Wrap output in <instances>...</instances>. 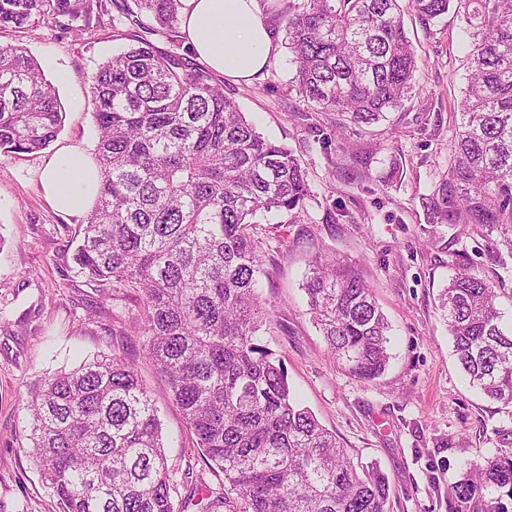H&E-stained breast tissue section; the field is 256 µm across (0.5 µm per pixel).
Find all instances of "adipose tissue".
Segmentation results:
<instances>
[{
	"mask_svg": "<svg viewBox=\"0 0 512 512\" xmlns=\"http://www.w3.org/2000/svg\"><path fill=\"white\" fill-rule=\"evenodd\" d=\"M181 29L195 55L214 73L250 82L278 51L259 0H182ZM40 184L54 209L88 213L97 198L100 173L93 159L71 146L46 159Z\"/></svg>",
	"mask_w": 512,
	"mask_h": 512,
	"instance_id": "adipose-tissue-1",
	"label": "adipose tissue"
}]
</instances>
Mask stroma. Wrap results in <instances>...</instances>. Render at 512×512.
I'll return each instance as SVG.
<instances>
[{"instance_id":"1","label":"stroma","mask_w":512,"mask_h":512,"mask_svg":"<svg viewBox=\"0 0 512 512\" xmlns=\"http://www.w3.org/2000/svg\"><path fill=\"white\" fill-rule=\"evenodd\" d=\"M409 39L422 60L416 88L387 121L348 129L332 148L365 152L366 177L353 179L329 166L313 138L291 114L292 75L287 49L249 83L225 82L264 138L292 148L309 171L313 196L304 208L259 213L268 279L260 294L270 312L259 339L283 362L292 390L335 432L355 462L379 465L389 480L387 512H450L448 490L473 464L512 448V405L471 388L452 354L437 296L448 283L450 262L463 253L478 263L512 318V250L506 234L476 224L448 227L446 249L432 247L421 199L448 168L453 105L467 84L464 23L456 11L423 25L405 14ZM24 42L58 88L64 110L57 139L40 152L0 153V512H64L43 483L25 432V398L46 373L123 350L136 355L134 294L112 284L109 297L79 274L73 262L83 216L55 211L39 187L46 158L78 145L95 155L98 135L89 79L99 64L127 45L102 16L82 35L56 20L28 31ZM397 179L382 182L391 166ZM345 207L352 221L324 223L325 207ZM503 261L488 262V251ZM347 260L373 289L388 316L393 359L368 383L354 379L328 353L307 312L302 280L315 256ZM139 373L162 422L171 469L203 471L210 486L222 474L206 471L180 409L148 363Z\"/></svg>"}]
</instances>
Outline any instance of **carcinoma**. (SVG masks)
Wrapping results in <instances>:
<instances>
[{"label": "carcinoma", "instance_id": "cac0c4a2", "mask_svg": "<svg viewBox=\"0 0 512 512\" xmlns=\"http://www.w3.org/2000/svg\"><path fill=\"white\" fill-rule=\"evenodd\" d=\"M292 55L294 110L323 149L332 134L310 122L385 120L415 88L416 50L401 0H264ZM452 0H408L424 23ZM169 43L181 0H133ZM471 34V69L457 105L448 170L421 198L428 237L478 224L512 229V0H457ZM116 10L131 45L90 80L101 184L73 255L109 295L119 282L142 304L139 356L167 383L202 460L224 474L203 512H386L388 478L359 465L291 392L280 360L259 344L266 319L258 288L268 274L253 232L257 213L292 211L312 197L294 151L260 135L224 81L196 56L154 44L128 0H0V33L66 17L79 36ZM63 115L56 86L20 40L0 44V152L46 149ZM328 351L355 379L386 371L390 326L360 275L318 256L303 282ZM479 267L453 264L440 294L453 352L469 384L512 404V324ZM27 437L66 512L176 509L158 410L125 352L44 375L29 391ZM454 512H509L512 451L466 471L451 487Z\"/></svg>", "mask_w": 512, "mask_h": 512}]
</instances>
